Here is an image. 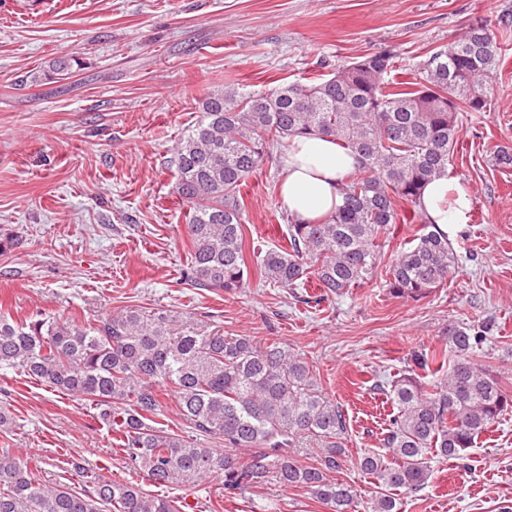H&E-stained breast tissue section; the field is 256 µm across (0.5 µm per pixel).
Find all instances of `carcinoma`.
<instances>
[{
  "label": "carcinoma",
  "instance_id": "cac0c4a2",
  "mask_svg": "<svg viewBox=\"0 0 512 512\" xmlns=\"http://www.w3.org/2000/svg\"><path fill=\"white\" fill-rule=\"evenodd\" d=\"M397 53L386 49L264 94L234 90L209 95L176 146L175 191L189 206L184 232L192 246V283L235 293L248 286L241 187L267 149L320 133L359 156L341 182L342 205L329 217L288 220L289 249H270L260 280L295 291L315 278L332 294L361 285L380 254L379 239L399 220L401 202L422 224L415 244L390 267L387 288L419 300L448 280L455 256L448 236L419 209L428 181L448 173L459 137L458 113L484 112L501 62L497 36L485 20L471 24L448 49L430 55L401 81ZM482 331L453 325L455 353L446 376L425 382L415 367L391 384L396 409L385 451L358 457L357 467L384 489L412 493L431 476V459L461 457L512 407L491 370L472 352ZM95 403L99 419L119 435L127 467L162 486L186 487L224 477L230 498L269 480L303 488L330 512H357V492L330 476L343 462L341 411L312 390L308 364L277 342L218 331L177 335L163 313L124 309L101 320H60L38 313L25 321L0 314V370ZM177 398L195 436L155 426L163 392ZM322 439L319 461L303 464L293 448ZM218 439L210 448L200 438ZM79 489L42 480L40 467L0 455V512H179L131 482L97 478L78 461Z\"/></svg>",
  "mask_w": 512,
  "mask_h": 512
}]
</instances>
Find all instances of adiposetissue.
<instances>
[{
  "instance_id": "1",
  "label": "adipose tissue",
  "mask_w": 512,
  "mask_h": 512,
  "mask_svg": "<svg viewBox=\"0 0 512 512\" xmlns=\"http://www.w3.org/2000/svg\"><path fill=\"white\" fill-rule=\"evenodd\" d=\"M282 162L285 169L282 201L291 217L312 222L329 216L341 206L339 185L358 160L332 138L316 134L294 137ZM420 208L429 223L443 230L469 220L468 194L453 178L441 177L429 182L421 196Z\"/></svg>"
}]
</instances>
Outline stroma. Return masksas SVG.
Masks as SVG:
<instances>
[{
  "label": "stroma",
  "instance_id": "stroma-1",
  "mask_svg": "<svg viewBox=\"0 0 512 512\" xmlns=\"http://www.w3.org/2000/svg\"><path fill=\"white\" fill-rule=\"evenodd\" d=\"M478 18L512 32V0H0V230L20 238L0 256V313L160 310L179 332L280 343L342 411L337 477L357 490L359 512H372L378 488L356 460L382 449L392 408L380 389L415 356L447 349L450 326H490L474 359L512 392V171L491 165L496 147H512V39L489 110L458 115L450 172L469 193L470 220L448 229L453 273L417 301L386 286L419 232L408 221L393 225L371 278L339 296L311 286L305 304L255 278L233 294L191 285L175 146L225 86L266 93L389 48L414 68ZM65 54L71 72L40 80ZM283 153L272 149L241 189L252 267L287 242ZM0 409L13 419L0 451L39 462L50 484H72L77 460L175 506L193 502V512H328L273 482L235 498L220 476L156 485L128 470L93 405L19 370L0 371ZM431 466L424 488L400 495V512H512V412L462 458Z\"/></svg>",
  "mask_w": 512,
  "mask_h": 512
}]
</instances>
